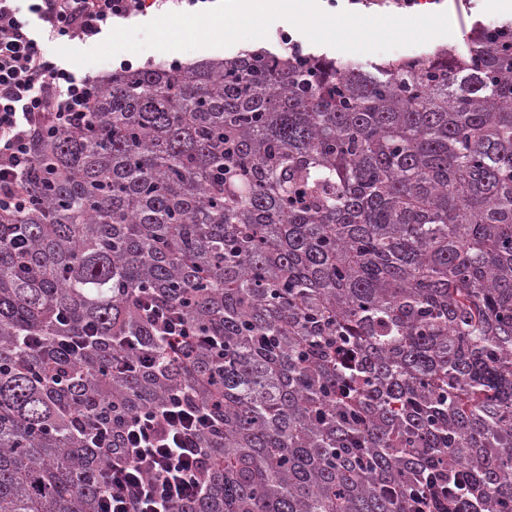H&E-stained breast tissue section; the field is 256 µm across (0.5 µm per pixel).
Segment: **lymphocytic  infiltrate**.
Returning a JSON list of instances; mask_svg holds the SVG:
<instances>
[{
    "label": "lymphocytic infiltrate",
    "instance_id": "f902f5d3",
    "mask_svg": "<svg viewBox=\"0 0 512 512\" xmlns=\"http://www.w3.org/2000/svg\"><path fill=\"white\" fill-rule=\"evenodd\" d=\"M193 7L199 0H0V207L22 201L19 182L32 164L33 136L69 128L92 109L89 78L63 67L48 43L87 41L166 2ZM216 419L173 392L159 410L133 418L124 445H112L109 427L94 429L91 442L111 456L100 483L104 512H174L200 496L202 428Z\"/></svg>",
    "mask_w": 512,
    "mask_h": 512
}]
</instances>
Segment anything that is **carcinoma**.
Here are the masks:
<instances>
[{
	"instance_id": "1",
	"label": "carcinoma",
	"mask_w": 512,
	"mask_h": 512,
	"mask_svg": "<svg viewBox=\"0 0 512 512\" xmlns=\"http://www.w3.org/2000/svg\"><path fill=\"white\" fill-rule=\"evenodd\" d=\"M93 85L0 208V512H99L90 431L183 387L220 426L175 512H414L436 470L512 512V22ZM147 315L152 321L157 334L167 343L179 345L186 342L189 336H194L187 323L170 310H162L150 303L146 306Z\"/></svg>"
}]
</instances>
